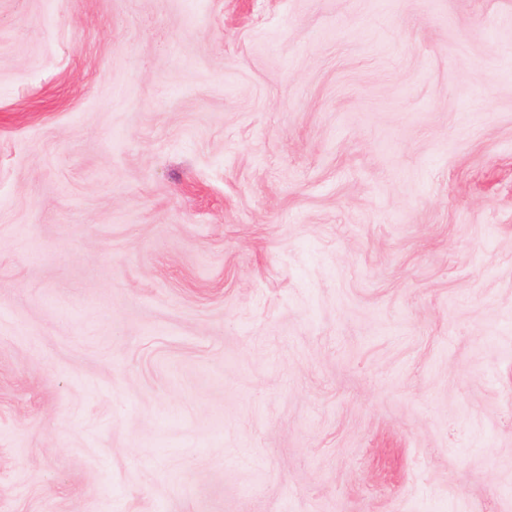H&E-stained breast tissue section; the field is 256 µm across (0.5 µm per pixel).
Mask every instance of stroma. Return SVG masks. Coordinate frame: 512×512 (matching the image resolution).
<instances>
[{
  "label": "stroma",
  "instance_id": "1",
  "mask_svg": "<svg viewBox=\"0 0 512 512\" xmlns=\"http://www.w3.org/2000/svg\"><path fill=\"white\" fill-rule=\"evenodd\" d=\"M0 512H512V0H0Z\"/></svg>",
  "mask_w": 512,
  "mask_h": 512
}]
</instances>
